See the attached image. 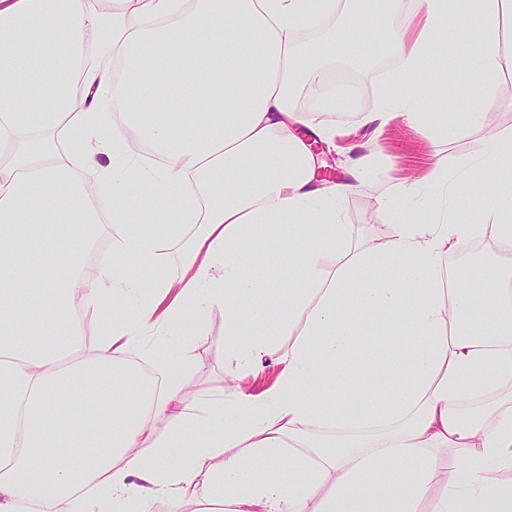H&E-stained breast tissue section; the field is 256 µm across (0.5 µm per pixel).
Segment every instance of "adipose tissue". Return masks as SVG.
<instances>
[{
  "label": "adipose tissue",
  "mask_w": 512,
  "mask_h": 512,
  "mask_svg": "<svg viewBox=\"0 0 512 512\" xmlns=\"http://www.w3.org/2000/svg\"><path fill=\"white\" fill-rule=\"evenodd\" d=\"M395 4L0 0V512H150L158 498L196 512H512V486L488 478L489 466L512 470V269L461 290L442 267L478 235L512 251V183L463 224L448 167L435 162L380 199L394 231L364 246L340 202L372 167L352 158L348 181L316 178L312 145L331 144L329 116L345 103L328 71L335 34L302 40L327 16L348 30L365 9L398 61L361 124L400 116L445 140L496 107L512 0H475L480 28L459 55L482 75V104L461 124L436 90L456 23L448 0H417L409 31L393 27ZM169 64L188 76L181 94ZM432 65L435 81L423 80ZM310 80L316 119L296 106ZM135 181L143 191L131 201ZM157 222L169 235L142 232ZM47 224L82 234L45 237ZM101 230L110 246L92 266ZM176 240L181 274L159 278ZM258 249L297 256L298 285L282 304L268 300L278 278L252 273ZM58 255L68 280L56 275ZM131 257L138 271L126 269ZM215 306L227 380L194 391L163 359L158 383L122 389L144 337L190 329ZM300 314L298 338L281 351ZM475 314L479 335L458 325ZM405 329L413 341L401 352L364 340ZM270 362L280 367L273 386L237 385L240 371ZM341 364L356 385L337 380ZM476 397L484 412L463 417ZM448 449L457 462L444 467ZM261 469L274 479L257 478Z\"/></svg>",
  "instance_id": "adipose-tissue-1"
}]
</instances>
